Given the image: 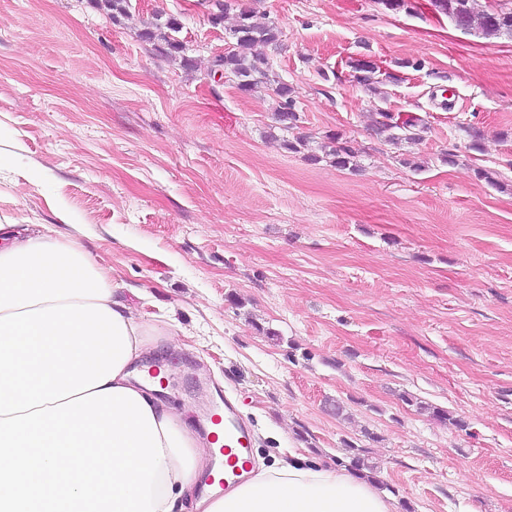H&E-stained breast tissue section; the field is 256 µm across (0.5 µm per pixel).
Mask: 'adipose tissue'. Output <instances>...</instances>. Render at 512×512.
Wrapping results in <instances>:
<instances>
[{
    "mask_svg": "<svg viewBox=\"0 0 512 512\" xmlns=\"http://www.w3.org/2000/svg\"><path fill=\"white\" fill-rule=\"evenodd\" d=\"M150 332L50 225L0 224V512H398L376 481L295 448L195 501L220 445L137 371Z\"/></svg>",
    "mask_w": 512,
    "mask_h": 512,
    "instance_id": "1",
    "label": "adipose tissue"
}]
</instances>
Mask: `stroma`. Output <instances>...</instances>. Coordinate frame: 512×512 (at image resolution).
I'll list each match as a JSON object with an SVG mask.
<instances>
[{
  "label": "stroma",
  "mask_w": 512,
  "mask_h": 512,
  "mask_svg": "<svg viewBox=\"0 0 512 512\" xmlns=\"http://www.w3.org/2000/svg\"><path fill=\"white\" fill-rule=\"evenodd\" d=\"M243 2L282 30L289 133L266 92L211 73L226 35L208 0H130L117 19L95 0H0V221L54 225L107 271L196 426L229 399L257 458L332 463L349 441L402 512H512V39L430 0ZM158 10L194 69L142 38ZM360 54L424 67L374 95L346 65ZM381 108L421 116V140L378 139ZM336 131L356 169L323 157Z\"/></svg>",
  "instance_id": "1"
}]
</instances>
